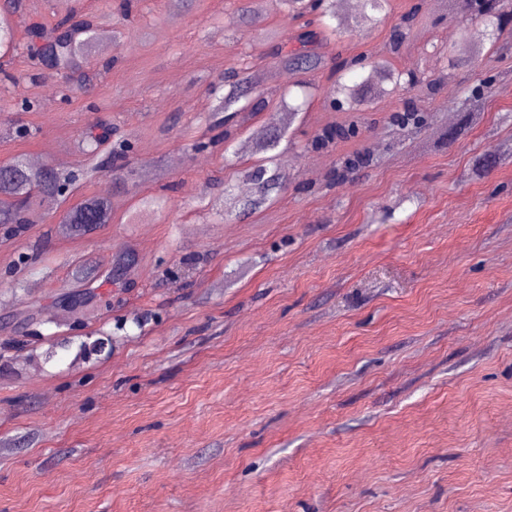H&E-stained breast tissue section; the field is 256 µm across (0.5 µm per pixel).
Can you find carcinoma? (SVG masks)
Here are the masks:
<instances>
[{
    "label": "carcinoma",
    "instance_id": "cac0c4a2",
    "mask_svg": "<svg viewBox=\"0 0 512 512\" xmlns=\"http://www.w3.org/2000/svg\"><path fill=\"white\" fill-rule=\"evenodd\" d=\"M288 12L297 18L306 19L310 26L322 21L326 16H336V0H280ZM388 0H359L356 14L340 17V24L350 27L358 23L375 24L377 14L384 11ZM480 16L493 18L500 26L512 23V0H480ZM23 0H8V9L0 15V58L15 51L12 36L11 15L22 11ZM96 40V24L88 16L72 14L59 19L51 25L34 23L30 29V41L26 54L36 70L35 76L46 74L59 75L65 79L64 89L91 84L100 75V70L91 64ZM269 57L282 68L296 71H312L323 64L322 56L313 49L304 52H290L284 43L277 41L270 45ZM419 82L417 76L405 74L385 61L372 65L367 76L358 84L350 86L336 83L332 93L342 96L351 105L359 106L366 101L368 88L372 85L391 84L398 88ZM256 78L249 67L232 70L220 77L214 85L215 111L224 114L222 123L224 133L212 139L216 144L231 136V128L244 112L272 113L269 133L266 138L254 146V153L260 159L242 171V176L251 182L252 195L240 197L234 189L224 188L228 212L252 213L269 204L284 189L283 176L277 168V155L273 154L288 131L300 106L288 102L285 98L270 108L267 99L261 95H251ZM112 134L109 123L98 119L86 126L77 143L78 148L92 162L91 175L102 169L100 153L108 150L112 171L124 168L125 150L109 145ZM74 176L64 172L50 171L41 174L33 170L26 155H15L9 162L0 164V224L22 226L32 222L37 207L56 198L57 181L72 180ZM111 220V204L108 192H100L87 197L69 209L58 219L61 232L69 237L87 234L88 224H108Z\"/></svg>",
    "mask_w": 512,
    "mask_h": 512
}]
</instances>
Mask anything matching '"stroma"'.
<instances>
[{
	"label": "stroma",
	"mask_w": 512,
	"mask_h": 512,
	"mask_svg": "<svg viewBox=\"0 0 512 512\" xmlns=\"http://www.w3.org/2000/svg\"><path fill=\"white\" fill-rule=\"evenodd\" d=\"M118 3L25 0L13 18L0 163L81 170L72 144L104 117L133 175L86 236L54 220L109 172L20 231L0 224V512H512V31L459 65L454 0H389L378 24L323 32L324 67L284 71L267 39L296 48L302 21L280 0ZM76 11L112 48L63 99L21 52L33 23ZM383 57L436 86L334 103L336 80ZM243 58L270 101L287 89L304 108L277 148L285 189L222 223L215 181L242 185L269 115L226 152L193 139ZM144 195L169 205L139 212ZM127 250L123 284H101L81 323L56 319L74 270ZM104 332L111 347L83 359Z\"/></svg>",
	"instance_id": "35a3bbf8"
}]
</instances>
